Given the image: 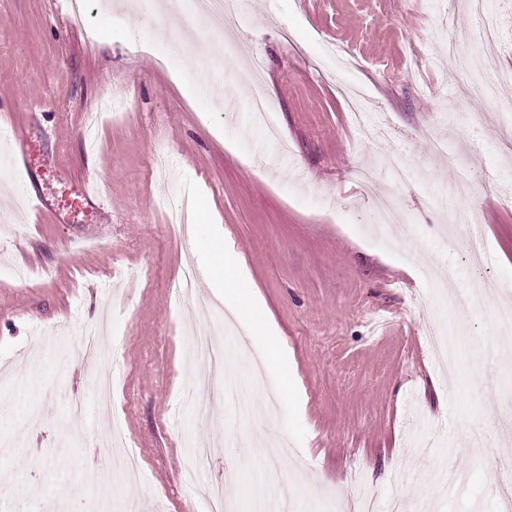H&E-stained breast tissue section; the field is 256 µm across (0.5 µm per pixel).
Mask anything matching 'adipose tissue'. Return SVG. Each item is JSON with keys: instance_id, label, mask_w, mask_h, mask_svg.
I'll list each match as a JSON object with an SVG mask.
<instances>
[{"instance_id": "adipose-tissue-1", "label": "adipose tissue", "mask_w": 512, "mask_h": 512, "mask_svg": "<svg viewBox=\"0 0 512 512\" xmlns=\"http://www.w3.org/2000/svg\"><path fill=\"white\" fill-rule=\"evenodd\" d=\"M197 247L205 253L208 272L225 302L240 311L250 308L252 298L249 291L242 287L243 259L226 251L223 242L210 236L200 238Z\"/></svg>"}]
</instances>
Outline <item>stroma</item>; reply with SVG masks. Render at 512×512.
<instances>
[{
  "mask_svg": "<svg viewBox=\"0 0 512 512\" xmlns=\"http://www.w3.org/2000/svg\"><path fill=\"white\" fill-rule=\"evenodd\" d=\"M0 0V512H208L223 485L230 512L253 493L320 512L326 494L363 483L387 512L395 498L433 512H497L498 465L512 439V360L495 320L512 301V117L445 53L469 29L467 0H252L217 33L191 13L169 21L131 0ZM110 45L89 41L86 29ZM369 110L350 116L346 90ZM273 107L280 141L253 124ZM23 140H15V129ZM448 142L473 197L430 148ZM411 178L395 182L386 152ZM93 183L94 206L41 212L68 181ZM214 226L170 234L184 189ZM395 193L408 234L375 230ZM477 225L473 266L456 244ZM218 229L245 261L255 305L234 344L261 352L273 328L288 372L244 371L243 408L223 385L197 390L189 341L223 317L200 234ZM443 282L409 275L414 259ZM198 288L174 299L186 264ZM485 277L502 297H471ZM104 323L111 359L81 352ZM458 335L456 375L428 352L430 331ZM123 430L143 477L125 483L101 436Z\"/></svg>",
  "mask_w": 512,
  "mask_h": 512,
  "instance_id": "stroma-1",
  "label": "stroma"
}]
</instances>
